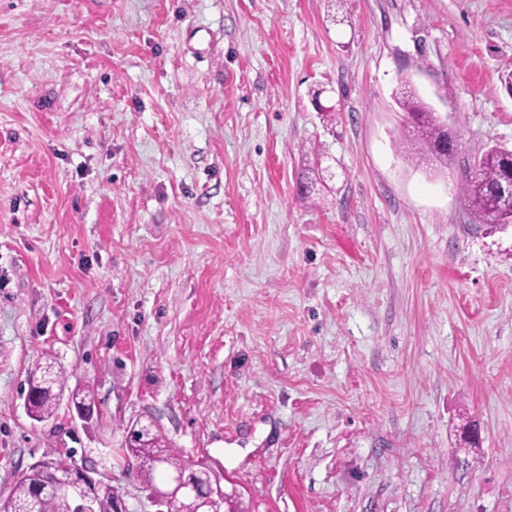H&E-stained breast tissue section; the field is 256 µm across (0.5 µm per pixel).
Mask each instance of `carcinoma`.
Listing matches in <instances>:
<instances>
[{
	"label": "carcinoma",
	"instance_id": "1",
	"mask_svg": "<svg viewBox=\"0 0 512 512\" xmlns=\"http://www.w3.org/2000/svg\"><path fill=\"white\" fill-rule=\"evenodd\" d=\"M398 102L407 115L412 133V138L400 141L404 152H423L431 161L447 162V152L441 150V146L454 140L455 134L445 120L425 105L408 82L400 89ZM511 171L512 153L491 148L478 155L465 171L460 191L478 223L492 226L512 223V199L506 200L496 191V186ZM65 385V373L61 367L52 361L45 363L40 379L28 390L26 410L29 416L38 422L50 419ZM127 449L139 461L150 488L155 487L153 475L158 469L167 475L184 471L203 483L212 478L210 469L186 463L179 453L170 448L153 422L132 431ZM62 481L63 474L56 467V459L48 457L22 473L8 496L0 498V512H16L29 503L37 489ZM89 491L94 512H114L116 501L112 485L100 480L90 485ZM40 510L72 512V503L63 492L48 494L41 500Z\"/></svg>",
	"mask_w": 512,
	"mask_h": 512
}]
</instances>
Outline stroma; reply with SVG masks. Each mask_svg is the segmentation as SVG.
I'll use <instances>...</instances> for the list:
<instances>
[{
    "label": "stroma",
    "mask_w": 512,
    "mask_h": 512,
    "mask_svg": "<svg viewBox=\"0 0 512 512\" xmlns=\"http://www.w3.org/2000/svg\"><path fill=\"white\" fill-rule=\"evenodd\" d=\"M507 67L512 0H0V497L61 454L156 512L140 420L229 512H512V224L460 192ZM49 359L90 420L28 416ZM398 102L407 115V123L411 128L409 133H412L411 139L404 136L400 141L404 152L408 154L424 152L431 161L440 164L448 162V156L451 153L441 150L440 147L455 140L456 136L445 120L425 105L409 82H405L400 89Z\"/></svg>",
    "instance_id": "35a3bbf8"
}]
</instances>
